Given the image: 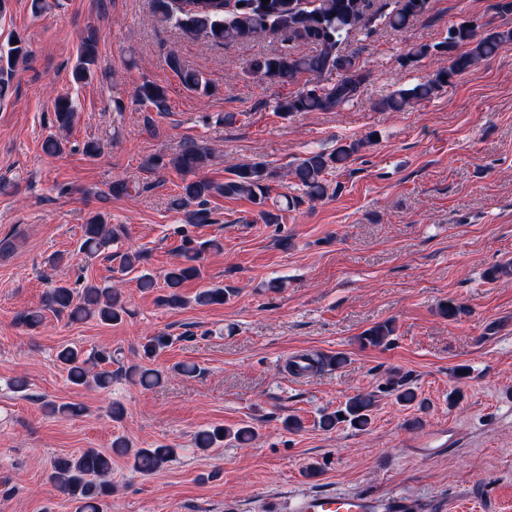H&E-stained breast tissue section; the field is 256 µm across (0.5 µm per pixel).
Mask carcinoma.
<instances>
[{
	"label": "carcinoma",
	"instance_id": "carcinoma-1",
	"mask_svg": "<svg viewBox=\"0 0 512 512\" xmlns=\"http://www.w3.org/2000/svg\"><path fill=\"white\" fill-rule=\"evenodd\" d=\"M428 0H395L388 11L368 12V0H153L154 13L162 23H174L185 30L202 35L215 44L248 41L269 34L288 36L290 42L315 45V52L300 55L287 48L270 55L253 58L249 73L271 83L290 84L302 76L309 77V84L294 94L278 100L276 110L283 116L298 112L338 110L353 102L361 94L364 74L357 58L343 51L342 45L354 32L370 31L372 23L380 20L393 30H403L410 21L425 13ZM512 42V29H490L482 34L468 22H461L448 31L445 41L435 44H414L404 56V65H411L428 55H449V64L439 67L433 75L409 88H400L378 102L382 112H400L413 101L430 100L451 83L457 75L465 73L482 61L496 55L500 47ZM28 55L22 38L11 43L6 52H0V71L11 70ZM168 66L179 76L182 85L202 96L209 94V82L204 75L186 67L179 58L172 56ZM98 67V39L91 31L82 40L77 63L72 71V80L84 84L92 80ZM336 73L338 79L328 86L320 84V77ZM137 97L145 105L158 111L167 107L165 87L145 80L137 88ZM55 120L62 129L68 128L74 119L75 108L66 96L54 102ZM370 138L344 144L331 153L312 151L303 157L289 172V176L302 194L282 195L277 211L267 209L272 191L271 182L276 174L264 162L236 164L228 169L224 182L216 183L203 178L184 180L181 192L172 201V206L185 213L192 226L216 223L209 198L243 197L260 207L259 217L265 224H278L281 212L299 207L305 200H320L328 196L333 172L347 167L349 159ZM210 149L195 143L166 159L153 157L147 165L153 169L170 166L186 175L197 174L211 159ZM84 234L80 250L92 256L104 251L117 236V229L99 216H93L83 225ZM222 250L221 242L211 239L198 242L188 236L182 238L179 247L181 261L164 276L167 293L161 302L177 307L182 304L180 288L189 279L201 275L199 261L206 251ZM229 291L221 288H206L196 296L201 305H222ZM46 306L58 314H67L72 320L96 319L102 323H119L126 315L121 293L116 288H102L91 282L78 287L60 283L51 288ZM394 333L389 322L377 324L363 332L360 340L369 346H379ZM169 338L158 334L149 336L138 349L139 362L128 367V375L144 387L161 383L163 373L144 366L152 362L168 346ZM65 365L72 383L94 384L103 389L112 382V372L103 370L88 376L87 359L81 351L72 347L63 348L57 355ZM396 399L404 405H416L423 411L426 406L417 400V394L408 387L407 378L400 376L390 382ZM375 405L372 394H356L348 398L343 408L329 413L322 420V427L329 430L345 421L360 430L371 423V412ZM344 418H339L338 413ZM253 431L241 427L234 432L220 426L199 432L195 444L201 449L211 448L226 439L238 442L252 440ZM133 455V466L142 474L160 470L169 460L172 448L160 445L156 448H129L123 437L112 441V454L87 449L76 457H60L52 462L53 477L61 488L76 503V512H103L105 500L112 495V455Z\"/></svg>",
	"mask_w": 512,
	"mask_h": 512
}]
</instances>
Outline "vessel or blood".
I'll return each mask as SVG.
<instances>
[{
    "label": "vessel or blood",
    "instance_id": "b4317fda",
    "mask_svg": "<svg viewBox=\"0 0 512 512\" xmlns=\"http://www.w3.org/2000/svg\"><path fill=\"white\" fill-rule=\"evenodd\" d=\"M289 501L292 512H423L425 508L424 503L405 495L378 497L362 492L297 491Z\"/></svg>",
    "mask_w": 512,
    "mask_h": 512
}]
</instances>
